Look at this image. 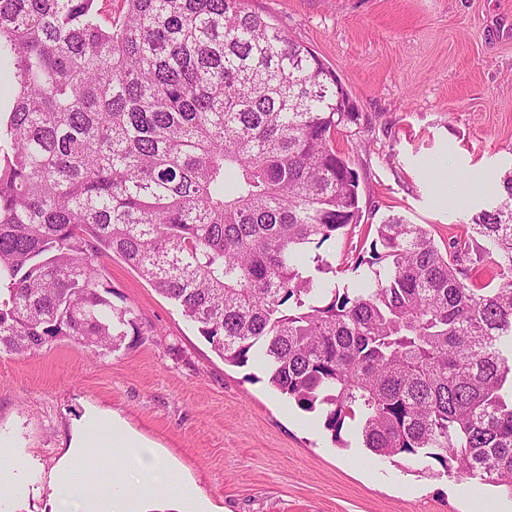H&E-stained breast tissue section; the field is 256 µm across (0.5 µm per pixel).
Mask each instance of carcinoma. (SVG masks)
<instances>
[{
	"instance_id": "1",
	"label": "carcinoma",
	"mask_w": 512,
	"mask_h": 512,
	"mask_svg": "<svg viewBox=\"0 0 512 512\" xmlns=\"http://www.w3.org/2000/svg\"><path fill=\"white\" fill-rule=\"evenodd\" d=\"M100 2L0 0V351L137 343L114 255L333 442L356 421L377 455L512 497V171L443 248L376 225L351 256L370 275L340 290L303 261L362 219L336 73L246 0Z\"/></svg>"
}]
</instances>
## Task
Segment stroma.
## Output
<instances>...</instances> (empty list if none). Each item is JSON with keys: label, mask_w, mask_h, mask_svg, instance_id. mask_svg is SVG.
<instances>
[{"label": "stroma", "mask_w": 512, "mask_h": 512, "mask_svg": "<svg viewBox=\"0 0 512 512\" xmlns=\"http://www.w3.org/2000/svg\"><path fill=\"white\" fill-rule=\"evenodd\" d=\"M333 71L360 113L336 138L360 178L362 223L309 247L339 287L346 256L391 215L439 245L497 203L512 169V0H247ZM116 305L143 343L98 356L72 340L0 352V436L27 459L22 494L0 512H65L52 480L74 429L113 411L193 487L211 512H468L445 475L422 477L372 454L357 424L334 443L320 412L268 382L257 360L225 363L180 308L120 258L104 262Z\"/></svg>", "instance_id": "35a3bbf8"}]
</instances>
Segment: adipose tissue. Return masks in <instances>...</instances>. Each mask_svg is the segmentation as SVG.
I'll return each instance as SVG.
<instances>
[{
    "instance_id": "1",
    "label": "adipose tissue",
    "mask_w": 512,
    "mask_h": 512,
    "mask_svg": "<svg viewBox=\"0 0 512 512\" xmlns=\"http://www.w3.org/2000/svg\"><path fill=\"white\" fill-rule=\"evenodd\" d=\"M73 452L55 482V496L81 512H142L150 503H174L179 512H207L193 486L113 413L99 411L82 425Z\"/></svg>"
}]
</instances>
